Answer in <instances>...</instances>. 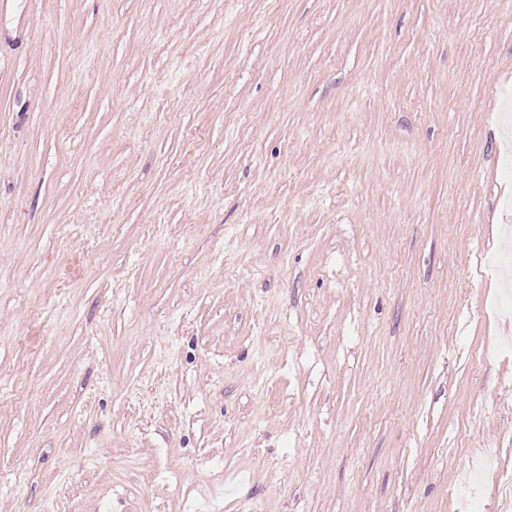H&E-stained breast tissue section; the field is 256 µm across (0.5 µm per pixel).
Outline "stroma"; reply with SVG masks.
Listing matches in <instances>:
<instances>
[{"label": "stroma", "instance_id": "obj_1", "mask_svg": "<svg viewBox=\"0 0 512 512\" xmlns=\"http://www.w3.org/2000/svg\"><path fill=\"white\" fill-rule=\"evenodd\" d=\"M510 111L512 0H0V512H470Z\"/></svg>", "mask_w": 512, "mask_h": 512}]
</instances>
